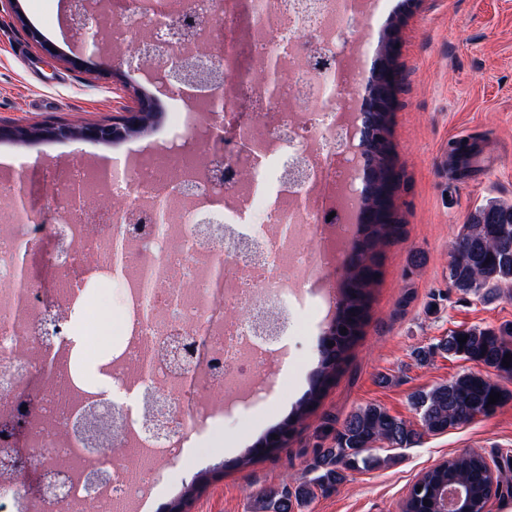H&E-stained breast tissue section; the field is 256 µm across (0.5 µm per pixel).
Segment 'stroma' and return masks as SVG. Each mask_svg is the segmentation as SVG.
Masks as SVG:
<instances>
[{"mask_svg":"<svg viewBox=\"0 0 512 512\" xmlns=\"http://www.w3.org/2000/svg\"><path fill=\"white\" fill-rule=\"evenodd\" d=\"M66 0H17L0 14V123L99 122L111 119L125 101L126 86L154 94L169 115L176 96L157 90L148 69L124 64L125 46L104 42L101 51L81 47L72 36ZM400 23V83L395 93L390 140L394 163L403 173L396 194L403 226L380 249V277L372 292L364 334L335 383L297 427L287 447L244 470H222L224 461L281 422L308 388L327 323L321 307L308 302L288 334L292 368L271 382L267 396L248 408L225 412L219 450L199 465L166 470L148 512H161L201 472L209 484L188 512H251L254 496L281 487L304 473L319 448L331 446L327 421L376 404L391 415L416 421L413 394L463 373L492 375L484 364L448 356L435 345L450 331L472 326L499 329L512 324V292L487 297L465 294L448 283V262L456 237L474 209L487 199L512 203V0H386L376 26L360 23L353 33L358 62L371 71L390 24ZM38 30L44 46L31 43ZM81 56L82 68L67 59ZM124 65V85L99 80L102 65ZM473 143L477 162L460 179L448 174V144ZM116 146L94 141L0 142V167H25L36 189L51 198L46 170L95 161ZM112 283L87 284L77 294L72 319L79 331L103 345L95 359L79 358L78 375L102 391L112 383L99 367L112 355V338L89 322L112 307ZM434 347L427 362L415 352ZM478 453L496 460L512 486V402L494 414L414 446L371 471L351 472L336 489L317 494L300 512H400L409 485L452 455Z\"/></svg>","mask_w":512,"mask_h":512,"instance_id":"1","label":"stroma"}]
</instances>
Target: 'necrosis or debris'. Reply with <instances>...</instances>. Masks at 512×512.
<instances>
[{"label": "necrosis or debris", "mask_w": 512, "mask_h": 512, "mask_svg": "<svg viewBox=\"0 0 512 512\" xmlns=\"http://www.w3.org/2000/svg\"><path fill=\"white\" fill-rule=\"evenodd\" d=\"M245 2L242 43L237 13L218 10L216 0H106L102 20L113 42L169 41L178 15L191 47L243 44L255 64L280 57L277 93L258 90L238 73L224 87L237 111L208 112L201 89L184 83L164 129L169 146L133 150L128 166L113 173L105 193L124 199L120 210L74 208V188L93 177L76 166L54 173L47 210L26 202L0 224V454H25L34 473H47L59 487V512H86L105 498L151 501L157 482L149 473L132 476L126 442L147 449L155 467L180 462L189 433L223 423L206 390L236 392L233 410L268 391V358L287 344L281 336L265 338L254 316L269 327L290 319V304L306 296L330 305L321 282L341 266L355 229L351 218L363 203L365 146L355 90L365 76L352 59L350 37L357 24L382 16L384 0H361L351 13L340 0ZM322 83L330 92L319 103L311 90ZM275 158L282 166L270 208L246 175ZM251 222L262 224L261 235L243 232ZM57 238L66 248L47 255L52 285L37 287L33 273L30 288L20 289L19 248L37 252ZM115 241L127 244L126 263L141 278L119 281L124 307L112 317L119 347L105 371L113 390L149 388L167 397L173 432L154 437L143 409H123L118 448L97 455L109 479L91 486L85 443L73 428L98 392L76 379L69 336L46 337L40 316L68 311L72 297L61 280L107 276L111 266L101 254ZM227 306L247 308L252 317L225 318ZM174 340L197 348L181 367L166 355ZM46 381L63 383V402L39 396ZM1 504L10 512H47L30 479L1 482Z\"/></svg>", "instance_id": "obj_1"}]
</instances>
